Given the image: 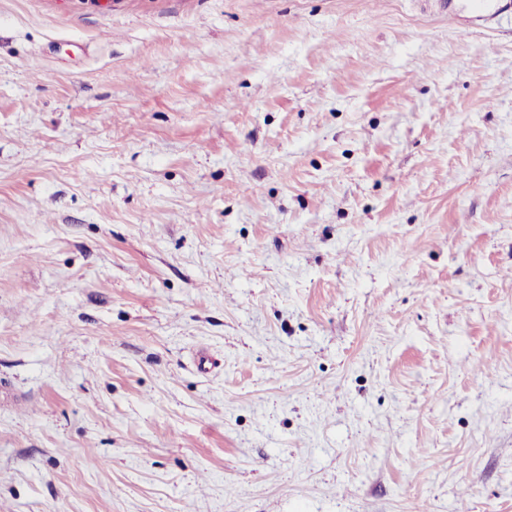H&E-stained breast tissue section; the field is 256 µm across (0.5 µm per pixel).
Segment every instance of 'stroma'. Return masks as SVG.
Wrapping results in <instances>:
<instances>
[{
    "instance_id": "35a3bbf8",
    "label": "stroma",
    "mask_w": 512,
    "mask_h": 512,
    "mask_svg": "<svg viewBox=\"0 0 512 512\" xmlns=\"http://www.w3.org/2000/svg\"><path fill=\"white\" fill-rule=\"evenodd\" d=\"M0 0V512H512V0Z\"/></svg>"
}]
</instances>
